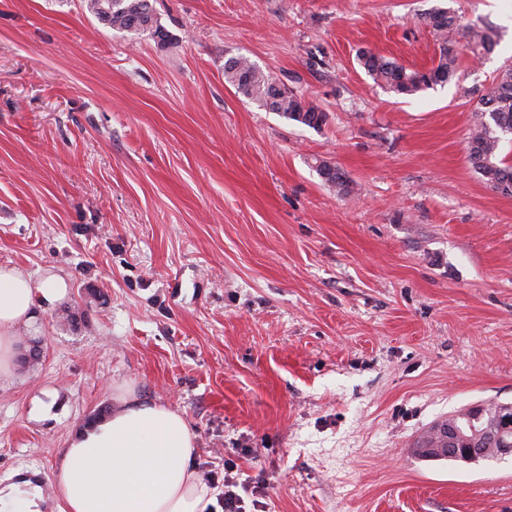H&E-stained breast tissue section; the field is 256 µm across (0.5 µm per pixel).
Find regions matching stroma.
Here are the masks:
<instances>
[{
	"instance_id": "35a3bbf8",
	"label": "stroma",
	"mask_w": 512,
	"mask_h": 512,
	"mask_svg": "<svg viewBox=\"0 0 512 512\" xmlns=\"http://www.w3.org/2000/svg\"><path fill=\"white\" fill-rule=\"evenodd\" d=\"M151 3L170 47L85 0H0V266L70 285L0 379V481L48 484L128 383L183 414L216 499L228 467L263 484L251 512H512V457L412 451L512 403V195L466 152L468 91L512 63V0ZM437 5L502 39L395 97L357 53L430 67ZM239 55L327 123L238 94ZM316 164L315 170L325 185L336 189L342 196L347 197L353 194V183L346 177L345 172L341 168L326 160L316 161ZM331 169L335 171L333 175H330V172L326 173ZM458 415H451L448 417V420L442 421L441 423L433 425L423 436H421L416 442L414 451L417 454H423L428 456H433L439 459H443L449 456L457 457L462 459L464 462L467 463H476L479 461H487L489 458L486 454V448H498L497 455L491 459H503L507 456H512V448H500L499 443H491L488 441L486 444L488 446H485L484 448H476L475 446L482 440L478 437L474 436L473 433L467 434L464 431H462V435L464 437H470L471 441L474 443L473 448H466L465 445H462L459 443L460 448H434L435 445H438V443L441 441L440 433L442 430L444 431L445 426L448 428V434H454L456 435V430L454 428L453 424L448 423H454L457 425V428L459 427H465L469 426L471 423V419L468 418H456Z\"/></svg>"
}]
</instances>
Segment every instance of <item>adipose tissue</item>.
Segmentation results:
<instances>
[{"mask_svg":"<svg viewBox=\"0 0 512 512\" xmlns=\"http://www.w3.org/2000/svg\"><path fill=\"white\" fill-rule=\"evenodd\" d=\"M68 294L64 277L33 279L0 266V377L10 375L19 327ZM110 415L78 427L50 480L56 512H211L215 497L193 459L196 437L178 410L118 389ZM40 485L0 483V512H43Z\"/></svg>","mask_w":512,"mask_h":512,"instance_id":"adipose-tissue-1","label":"adipose tissue"}]
</instances>
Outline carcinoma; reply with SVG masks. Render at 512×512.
<instances>
[{
  "mask_svg": "<svg viewBox=\"0 0 512 512\" xmlns=\"http://www.w3.org/2000/svg\"><path fill=\"white\" fill-rule=\"evenodd\" d=\"M86 8L102 23L121 31L147 32L160 46L173 44L169 31L155 15L150 0H86ZM423 21L438 41L439 54L429 68L407 69L397 62L370 50L357 55L359 65L375 84L398 97H412L427 89L452 81L458 71L463 52L480 60L490 54L498 43L496 26L481 18L460 24L451 9L433 7ZM224 81L243 97L280 116L320 129L326 124L327 113L308 100L304 94L277 83L276 78L259 69L245 56H232L224 62ZM472 128L467 142L468 159L474 171L491 188L512 194V165L499 158L501 145L512 142V65L498 72L495 84L480 95L471 109ZM316 172L322 182L343 196H350L354 186L338 166L321 160ZM470 425L468 418L454 415L433 425L416 442L417 448H432L440 442L445 426Z\"/></svg>",
  "mask_w": 512,
  "mask_h": 512,
  "instance_id": "1",
  "label": "carcinoma"
}]
</instances>
